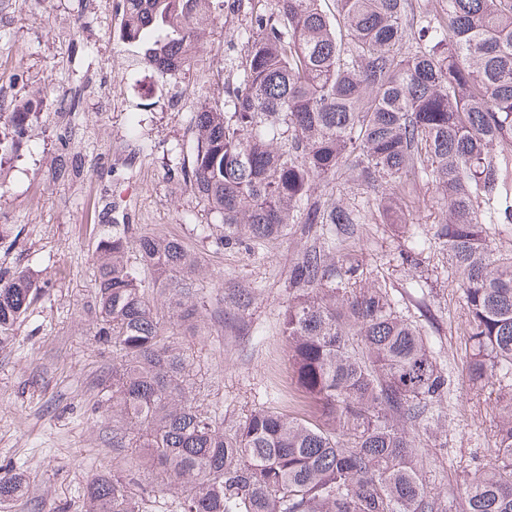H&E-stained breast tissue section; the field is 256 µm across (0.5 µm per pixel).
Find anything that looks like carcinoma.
Instances as JSON below:
<instances>
[{
    "label": "carcinoma",
    "mask_w": 512,
    "mask_h": 512,
    "mask_svg": "<svg viewBox=\"0 0 512 512\" xmlns=\"http://www.w3.org/2000/svg\"><path fill=\"white\" fill-rule=\"evenodd\" d=\"M273 0L242 34L247 55L224 103L194 116L196 146L184 183L224 224L221 243L247 249L301 225L309 244L288 285L283 333L310 418L252 410L219 424L183 388L182 355L165 343L145 284L177 288L183 321L205 308L197 259L177 239L132 241L113 225L99 243V335L119 347L110 411L147 463L160 469L172 512H512V254L493 243L512 224V0H445L415 20L412 0ZM224 0H124L122 36L156 70L191 65ZM413 173L448 204L436 237L466 306V381L497 392L494 461L456 485L428 490L424 451L435 408L456 387L419 326L386 285L363 278L354 259L319 242L358 236L365 207L327 202L317 189L346 178L377 190L382 222L406 224L419 200L400 192ZM46 294L29 271L0 277V349ZM255 293L235 288L224 307L245 314ZM25 489L0 472V512ZM116 476L100 475L85 512H146Z\"/></svg>",
    "instance_id": "carcinoma-1"
}]
</instances>
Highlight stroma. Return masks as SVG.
Wrapping results in <instances>:
<instances>
[{"mask_svg": "<svg viewBox=\"0 0 512 512\" xmlns=\"http://www.w3.org/2000/svg\"><path fill=\"white\" fill-rule=\"evenodd\" d=\"M270 0H225L207 38L177 77L143 63L119 36L116 0H0V138L15 147L0 157V276L26 269L47 289L0 350V470L23 473V497L11 512H83L89 482L118 475L131 490L151 489L147 512H170L172 495L140 449L112 445L106 392L120 354L99 336L97 246L113 223L130 237L176 238L199 262L193 279L209 304L190 325L173 315L175 290L151 287L147 299L162 317L166 343L183 353L188 398L220 422L255 408L305 417L282 314L298 252L299 225L253 248L220 244L224 230L185 185L179 162L194 146L193 118L222 103L247 51L234 36ZM40 102L22 137L7 120L19 101ZM420 198L409 232L363 225L353 254L368 278L385 282L402 311L426 333L441 365L459 384L438 406L447 440L427 434L425 481L434 492L492 460L497 417L493 395L464 384L466 316L459 288L434 236L444 208L425 180L409 182ZM426 246L418 266L403 264L415 237ZM231 288H252L256 300L237 317L224 310Z\"/></svg>", "mask_w": 512, "mask_h": 512, "instance_id": "stroma-1", "label": "stroma"}]
</instances>
